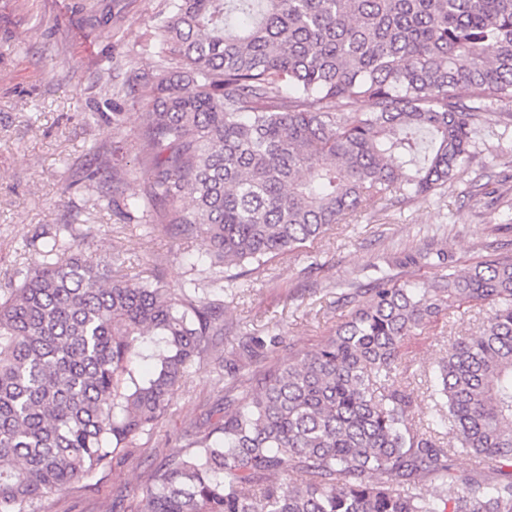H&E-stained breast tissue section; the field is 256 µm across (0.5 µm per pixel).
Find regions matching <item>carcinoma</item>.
Listing matches in <instances>:
<instances>
[{
	"instance_id": "obj_1",
	"label": "carcinoma",
	"mask_w": 512,
	"mask_h": 512,
	"mask_svg": "<svg viewBox=\"0 0 512 512\" xmlns=\"http://www.w3.org/2000/svg\"><path fill=\"white\" fill-rule=\"evenodd\" d=\"M155 39L140 77L151 201L124 206L204 235L209 271L259 267L363 205L446 186L480 110L512 102V0H168ZM104 177L123 195L124 172L87 173ZM85 237L44 233L43 260L0 289V512L124 459L224 332L196 280L171 291L154 267L123 274L117 256L85 259ZM339 301L353 309L321 347L228 387L137 512H512V255L423 288L383 272ZM464 306L487 318L439 362L444 444L396 376L405 339ZM264 348L252 337L239 358ZM463 453L505 479L475 478Z\"/></svg>"
}]
</instances>
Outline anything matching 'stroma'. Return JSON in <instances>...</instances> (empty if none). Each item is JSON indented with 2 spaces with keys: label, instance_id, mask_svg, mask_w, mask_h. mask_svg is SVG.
Here are the masks:
<instances>
[{
  "label": "stroma",
  "instance_id": "stroma-1",
  "mask_svg": "<svg viewBox=\"0 0 512 512\" xmlns=\"http://www.w3.org/2000/svg\"><path fill=\"white\" fill-rule=\"evenodd\" d=\"M165 7L166 0H0V288L15 268L38 260L36 236L58 224L94 225L86 258L120 255L130 275L158 266L172 290L207 261L204 237L186 240L128 222L102 201L105 184L82 180L96 163L93 145L114 143L127 163L126 194H150L137 139L144 102L129 84L133 73L158 62L154 31ZM102 112L124 113L125 120L104 124ZM501 179L512 187V104L481 112L469 159L446 187L407 203L359 209L315 243L270 259L221 293L224 333L175 388L158 427L111 470L43 498L31 512H135L153 469L183 453L186 431L223 408L226 379L216 364L237 363L245 335L283 332L285 344L260 357L261 366H274L316 349L349 313L336 302L338 287L366 284L374 267L425 248L443 252L445 262L407 268L424 286L449 269L463 272L490 255L511 254L512 208L475 193ZM485 317L482 310L456 309L405 340L398 379L414 398L417 420L430 418L438 363L451 338L479 333Z\"/></svg>",
  "mask_w": 512,
  "mask_h": 512
}]
</instances>
